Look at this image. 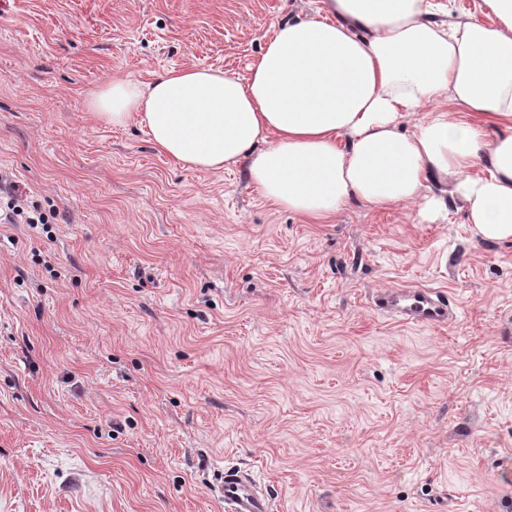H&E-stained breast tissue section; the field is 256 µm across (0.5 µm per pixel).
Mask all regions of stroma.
I'll return each instance as SVG.
<instances>
[{"label": "stroma", "instance_id": "obj_1", "mask_svg": "<svg viewBox=\"0 0 512 512\" xmlns=\"http://www.w3.org/2000/svg\"><path fill=\"white\" fill-rule=\"evenodd\" d=\"M320 2L0 0V171L50 217L0 222V512H221L229 465L277 512H512V241L457 200L313 219L87 106L246 77ZM410 288L456 320L372 310Z\"/></svg>", "mask_w": 512, "mask_h": 512}]
</instances>
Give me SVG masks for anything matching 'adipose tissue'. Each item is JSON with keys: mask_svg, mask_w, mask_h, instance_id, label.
I'll list each match as a JSON object with an SVG mask.
<instances>
[{"mask_svg": "<svg viewBox=\"0 0 512 512\" xmlns=\"http://www.w3.org/2000/svg\"><path fill=\"white\" fill-rule=\"evenodd\" d=\"M484 20L437 21L433 0H326L324 12L275 26L247 78L172 70L140 87L109 80L89 100L99 118L146 123L184 166L239 162L264 197L321 216L355 202L419 203L450 182L474 234L512 240V0H483ZM450 102L474 121L410 113ZM483 175H471L474 166Z\"/></svg>", "mask_w": 512, "mask_h": 512, "instance_id": "obj_1", "label": "adipose tissue"}]
</instances>
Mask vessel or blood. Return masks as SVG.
<instances>
[{
    "label": "vessel or blood",
    "mask_w": 512,
    "mask_h": 512,
    "mask_svg": "<svg viewBox=\"0 0 512 512\" xmlns=\"http://www.w3.org/2000/svg\"><path fill=\"white\" fill-rule=\"evenodd\" d=\"M372 308L425 325H441L450 318L447 301L430 289H400L376 296ZM212 494L224 504L225 512H273V498L260 489L248 471L230 466L211 484Z\"/></svg>",
    "instance_id": "obj_1"
}]
</instances>
